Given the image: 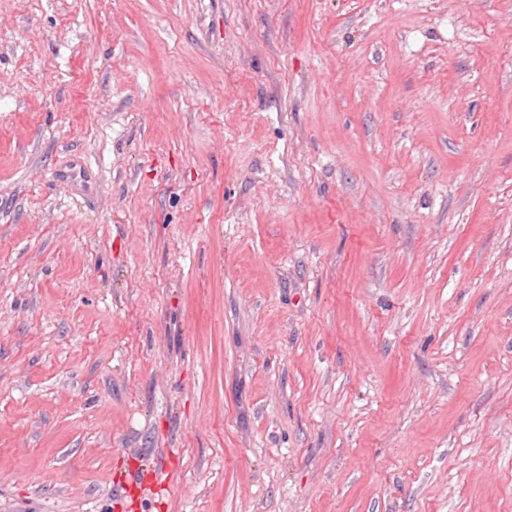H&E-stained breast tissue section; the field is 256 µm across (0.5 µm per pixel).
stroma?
Returning a JSON list of instances; mask_svg holds the SVG:
<instances>
[{
    "label": "stroma",
    "mask_w": 512,
    "mask_h": 512,
    "mask_svg": "<svg viewBox=\"0 0 512 512\" xmlns=\"http://www.w3.org/2000/svg\"><path fill=\"white\" fill-rule=\"evenodd\" d=\"M0 512H512V0H0Z\"/></svg>",
    "instance_id": "stroma-1"
}]
</instances>
